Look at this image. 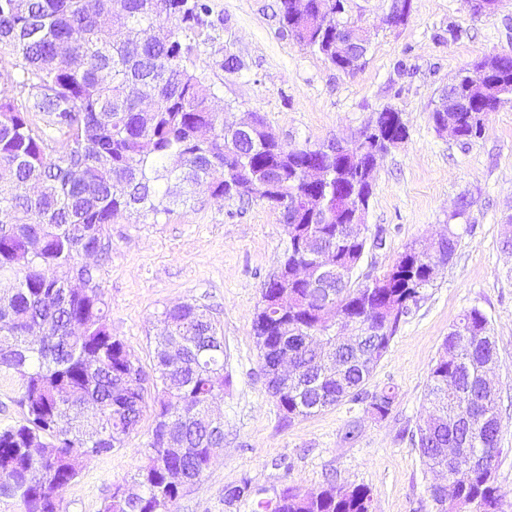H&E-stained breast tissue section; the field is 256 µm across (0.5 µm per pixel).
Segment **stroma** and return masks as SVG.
<instances>
[{"instance_id":"35a3bbf8","label":"stroma","mask_w":512,"mask_h":512,"mask_svg":"<svg viewBox=\"0 0 512 512\" xmlns=\"http://www.w3.org/2000/svg\"><path fill=\"white\" fill-rule=\"evenodd\" d=\"M205 2L211 25L199 70L222 102L239 114L259 113L283 142L320 144L353 135L383 108L402 113L408 137L379 163L366 213L370 244L355 280L390 268L407 244L443 231L461 192H470L474 205L454 258L400 323L364 387L370 395L394 390L382 420L368 402L349 400L288 420L268 392L252 320L286 246L277 210L259 200L215 199L201 188L160 222L120 217L107 226L109 251L92 260L96 281L110 330L145 370L153 368V334L164 307L204 306L224 336V447L175 512H254L255 497L275 498L288 485H359L373 512H433V476L411 436L428 405L441 343L472 308L487 317L496 338L502 433L494 476L512 503V252L503 248V219L512 213V106L489 113L483 136L467 145L438 133L431 119L440 90L458 70L512 51V0L481 16L467 0H412L407 22L393 28L382 23L389 0H348L349 21L372 31L365 62L351 74L282 36L279 0ZM229 53L243 61L242 72L224 71ZM153 427L154 414L145 411L123 447L88 461L61 491L66 512H102L114 487L130 483ZM351 427L356 436L345 439ZM243 483L249 496L225 503V488Z\"/></svg>"}]
</instances>
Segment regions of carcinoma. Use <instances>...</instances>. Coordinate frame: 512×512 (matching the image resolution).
I'll return each mask as SVG.
<instances>
[{"mask_svg": "<svg viewBox=\"0 0 512 512\" xmlns=\"http://www.w3.org/2000/svg\"><path fill=\"white\" fill-rule=\"evenodd\" d=\"M323 2L281 0L280 29L353 72L371 45L336 46L347 0H338L332 22H309ZM208 16L202 0H0V64L11 68L10 85L0 88V280L10 283L0 289V375L17 385L24 414L0 427V500L22 512H64L59 489L86 461L122 447L150 402L156 423L144 462L102 512H174L224 445V422L211 413L224 397V336L207 309L183 302L160 312L151 374L108 327L95 268L83 257L109 248L104 232L115 217L156 222L201 185L216 197L293 205L284 259L252 323L268 392L288 418L360 398L469 224L473 200L462 193L445 238L415 241L382 275L355 283L368 236L352 239L349 229L372 195V138L408 135L402 113H376L362 128L365 142L344 156L320 144L284 145L260 115L243 137L231 106L215 107L216 89L196 66ZM61 44L77 66L59 63ZM470 94L482 101L432 112L437 129L440 119L454 120L463 144L481 138L487 113L512 103V61L486 56L443 90ZM308 161L321 171L313 196ZM76 274L84 287H68ZM343 315L369 320L352 344L337 334ZM37 326L44 337L35 343ZM285 353L298 368L286 387L276 375ZM497 360L489 321L472 308L452 325L430 370L416 447L431 470L448 466L443 449L459 451L448 472L455 498L430 489L439 512H507L486 462L502 432L499 383L485 374ZM394 402L393 389H383L370 408L384 418ZM174 472L186 483L174 482ZM255 512H372V504L360 486L331 485L313 497L287 486Z\"/></svg>", "mask_w": 512, "mask_h": 512, "instance_id": "cac0c4a2", "label": "carcinoma"}]
</instances>
